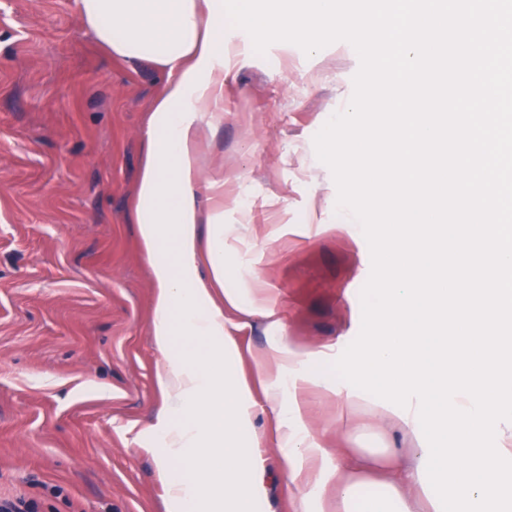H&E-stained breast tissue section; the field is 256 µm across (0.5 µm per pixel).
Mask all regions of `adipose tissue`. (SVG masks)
Wrapping results in <instances>:
<instances>
[{
	"label": "adipose tissue",
	"instance_id": "obj_1",
	"mask_svg": "<svg viewBox=\"0 0 512 512\" xmlns=\"http://www.w3.org/2000/svg\"><path fill=\"white\" fill-rule=\"evenodd\" d=\"M87 29L111 55L146 61L166 75L149 112L145 157L133 207L154 283L152 332L163 362V397L150 438L168 512H263V480L251 461L257 441L252 391L224 307H252L250 288L231 286L224 267V184L204 179L199 131L224 100V78L239 53L226 36L222 0H77ZM268 401L277 403L276 446L296 486L318 467L282 404L306 359L282 345L253 355ZM337 512H410L418 466L383 461L369 476L363 458L337 470Z\"/></svg>",
	"mask_w": 512,
	"mask_h": 512
}]
</instances>
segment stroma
<instances>
[{
  "instance_id": "obj_1",
  "label": "stroma",
  "mask_w": 512,
  "mask_h": 512,
  "mask_svg": "<svg viewBox=\"0 0 512 512\" xmlns=\"http://www.w3.org/2000/svg\"><path fill=\"white\" fill-rule=\"evenodd\" d=\"M244 44L224 80L223 116L199 142V166L224 182L231 272L258 288L252 309L225 307L250 376L272 341L308 355V373L358 336L371 255L359 224L336 209L314 137L345 110L359 68L352 45L313 55L276 42ZM163 73L110 57L76 0H0V499L37 512H166L153 457L161 360L152 342L148 262L132 202L148 111ZM251 197L249 224L240 201ZM298 388L308 444L326 470L347 449L413 460L416 435L365 395L336 419L349 383ZM253 464L266 512H334L332 484L295 489L277 450V413L255 388Z\"/></svg>"
}]
</instances>
